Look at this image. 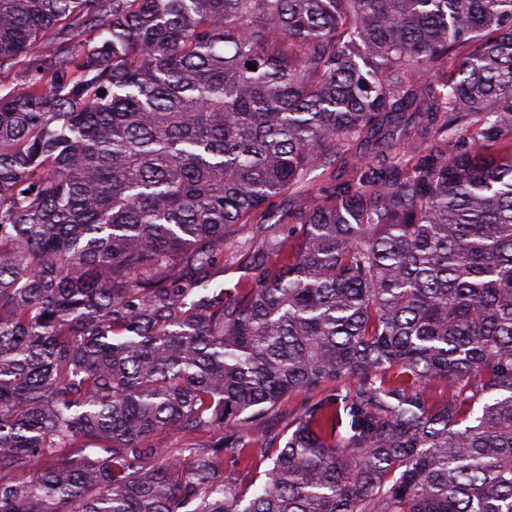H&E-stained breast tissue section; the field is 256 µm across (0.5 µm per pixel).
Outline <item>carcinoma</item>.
I'll list each match as a JSON object with an SVG mask.
<instances>
[{
    "label": "carcinoma",
    "mask_w": 512,
    "mask_h": 512,
    "mask_svg": "<svg viewBox=\"0 0 512 512\" xmlns=\"http://www.w3.org/2000/svg\"><path fill=\"white\" fill-rule=\"evenodd\" d=\"M19 66L0 512H512V0H0ZM288 202L283 197L274 199L271 208L275 218L263 224H237L235 232L224 240V273L217 283L224 288H235L239 278L245 273L242 264L249 253L258 245L263 235L273 228L275 221L285 213Z\"/></svg>",
    "instance_id": "obj_1"
}]
</instances>
